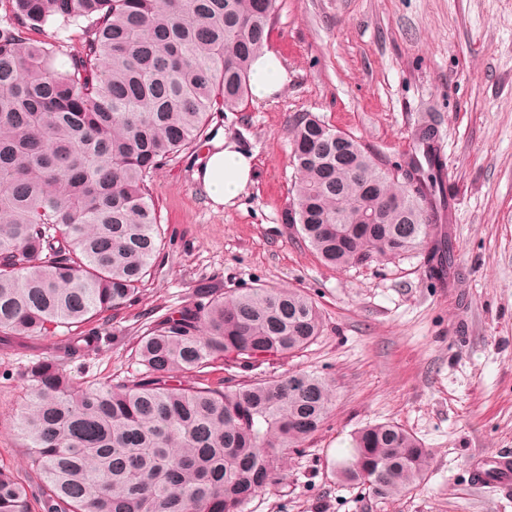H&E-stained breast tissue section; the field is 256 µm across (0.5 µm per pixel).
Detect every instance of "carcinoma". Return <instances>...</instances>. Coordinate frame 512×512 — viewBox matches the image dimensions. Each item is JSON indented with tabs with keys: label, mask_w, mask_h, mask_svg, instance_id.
<instances>
[{
	"label": "carcinoma",
	"mask_w": 512,
	"mask_h": 512,
	"mask_svg": "<svg viewBox=\"0 0 512 512\" xmlns=\"http://www.w3.org/2000/svg\"><path fill=\"white\" fill-rule=\"evenodd\" d=\"M278 0H0V342L75 328L73 359L110 341L166 245L149 178L249 98ZM48 23L81 30L80 51L37 42ZM286 220L324 264L344 269L414 251L433 276L453 248L434 129L390 168L312 114L291 123ZM191 306L150 320L121 381L74 391L52 359L25 369L15 428L39 478L0 466V512H243L323 426L331 382L308 371L258 378L322 331L316 303L284 288L230 296L201 281ZM225 376L213 382L211 370ZM429 452L393 422L366 425L334 460L341 481L402 497Z\"/></svg>",
	"instance_id": "cac0c4a2"
}]
</instances>
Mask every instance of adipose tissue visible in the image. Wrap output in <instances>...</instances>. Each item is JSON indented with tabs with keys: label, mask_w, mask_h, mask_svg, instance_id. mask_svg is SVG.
<instances>
[{
	"label": "adipose tissue",
	"mask_w": 512,
	"mask_h": 512,
	"mask_svg": "<svg viewBox=\"0 0 512 512\" xmlns=\"http://www.w3.org/2000/svg\"><path fill=\"white\" fill-rule=\"evenodd\" d=\"M286 80L287 74L274 55L263 54L251 66V93L257 99H266L281 90ZM212 145L195 177L213 205L235 204L254 181V157L222 134L213 138Z\"/></svg>",
	"instance_id": "1"
}]
</instances>
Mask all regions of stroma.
Returning a JSON list of instances; mask_svg holds the SVG:
<instances>
[{
  "label": "stroma",
  "mask_w": 512,
  "mask_h": 512,
  "mask_svg": "<svg viewBox=\"0 0 512 512\" xmlns=\"http://www.w3.org/2000/svg\"><path fill=\"white\" fill-rule=\"evenodd\" d=\"M269 51L288 73L283 89L209 124L254 153L253 184L213 208L192 178L205 141L158 170L151 190L172 244L140 301L114 319V340L62 370L77 385L132 378L148 311L190 305L198 281L227 295L297 289L318 306L322 333L262 370L320 373L335 398L321 430L243 512H512V493L471 481L476 464L512 454V0H280ZM302 113L389 164L406 160L420 126L436 128L462 287H436L415 253L332 269L297 237L285 216L290 124ZM57 343L0 344V465L23 481L14 421L24 370ZM386 421L414 434L430 464L411 493L380 503L339 482L332 463L354 430Z\"/></svg>",
  "instance_id": "stroma-1"
}]
</instances>
